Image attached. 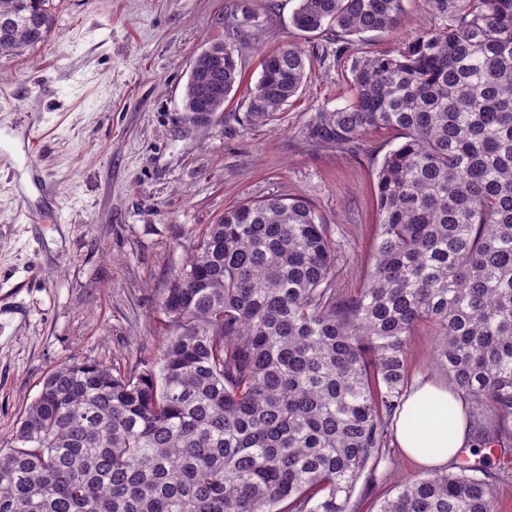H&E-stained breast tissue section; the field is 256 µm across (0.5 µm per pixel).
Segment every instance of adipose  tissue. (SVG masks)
Wrapping results in <instances>:
<instances>
[{"label": "adipose tissue", "instance_id": "obj_1", "mask_svg": "<svg viewBox=\"0 0 512 512\" xmlns=\"http://www.w3.org/2000/svg\"><path fill=\"white\" fill-rule=\"evenodd\" d=\"M400 452L420 467L443 468L469 441V423L457 395L434 382H419L396 418Z\"/></svg>", "mask_w": 512, "mask_h": 512}]
</instances>
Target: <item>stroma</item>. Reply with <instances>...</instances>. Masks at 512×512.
Returning a JSON list of instances; mask_svg holds the SVG:
<instances>
[{"label": "stroma", "mask_w": 512, "mask_h": 512, "mask_svg": "<svg viewBox=\"0 0 512 512\" xmlns=\"http://www.w3.org/2000/svg\"><path fill=\"white\" fill-rule=\"evenodd\" d=\"M239 0H53L47 42L0 55V446L44 377L70 362L121 370L171 329L158 306L170 272L192 254L193 230L239 203L302 196L336 243L334 286L355 296L372 262L378 211L375 174L398 144L387 130L352 146L310 140L321 111L346 106L364 58L438 25L424 0H407L393 34L303 35L299 0H251L244 35L224 23ZM235 42L243 80L224 111L183 109L190 67L203 45ZM294 43L308 77L275 121L247 116L245 99L262 55ZM42 135L34 154L29 130ZM61 222L28 224L27 210ZM430 325L406 347L409 379L447 383ZM415 470L388 444L375 475H363L353 512L374 504Z\"/></svg>", "instance_id": "1"}]
</instances>
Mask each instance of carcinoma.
<instances>
[{
    "mask_svg": "<svg viewBox=\"0 0 512 512\" xmlns=\"http://www.w3.org/2000/svg\"><path fill=\"white\" fill-rule=\"evenodd\" d=\"M448 22L354 71L348 105L307 136L400 143L376 172L365 287L332 288L336 247L300 196L238 204L198 233L159 305L157 361L66 363L0 448V512H350L408 387L405 348L434 327L436 364L480 442L512 451V0H425ZM228 25L254 22L249 0ZM405 0H300L305 34L392 33ZM50 0H0V54L44 43ZM247 116L274 120L307 78L293 44L262 56ZM234 45L195 57L183 111L222 112ZM489 416L496 425L486 424ZM376 512H496L484 465L399 481Z\"/></svg>",
    "mask_w": 512,
    "mask_h": 512,
    "instance_id": "carcinoma-1",
    "label": "carcinoma"
}]
</instances>
